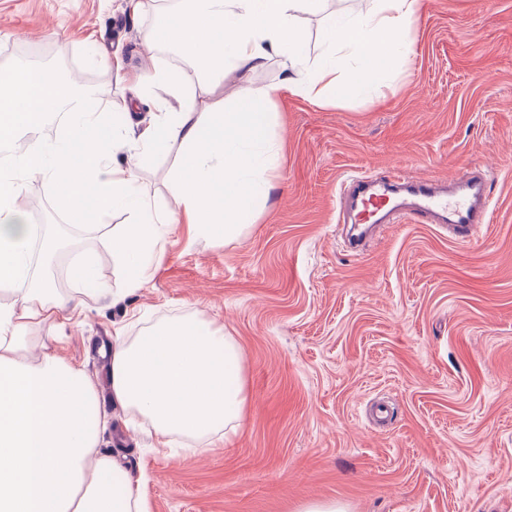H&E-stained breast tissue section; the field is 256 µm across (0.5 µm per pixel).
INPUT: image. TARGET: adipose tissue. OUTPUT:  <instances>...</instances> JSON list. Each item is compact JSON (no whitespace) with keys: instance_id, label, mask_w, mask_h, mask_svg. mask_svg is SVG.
Returning <instances> with one entry per match:
<instances>
[{"instance_id":"adipose-tissue-1","label":"adipose tissue","mask_w":512,"mask_h":512,"mask_svg":"<svg viewBox=\"0 0 512 512\" xmlns=\"http://www.w3.org/2000/svg\"><path fill=\"white\" fill-rule=\"evenodd\" d=\"M366 12L332 17L322 51L309 60L301 15L321 0H180L161 12L143 40L164 43L186 58L192 73L156 69L169 101L147 124L117 129L98 111L89 87L63 86L42 67L0 70V145L26 144L10 170L0 171V512H148L140 482L120 475L108 456H94L107 425L96 380L54 355L31 362L33 332L56 341L92 295L99 257L74 263V287L60 294L33 261L32 228L24 188L39 175L61 211L103 216L129 213L121 231L106 233V248L121 260L124 288L143 287L164 229L189 225L225 241L254 224L256 204L273 188L269 172L279 147L271 136L273 93L244 91L239 111L212 97L225 79L280 57L282 85L318 106H336L378 92L409 49L408 34L422 0H373ZM62 116L55 136L48 120ZM181 152L169 182L172 209L158 208L134 169L118 153ZM113 405L150 422L165 448L173 436L203 440L236 431L246 395L235 343L197 316L147 327L134 339L114 338L110 366Z\"/></svg>"}]
</instances>
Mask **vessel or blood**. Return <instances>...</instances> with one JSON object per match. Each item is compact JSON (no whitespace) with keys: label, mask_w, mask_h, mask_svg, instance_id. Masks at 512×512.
Segmentation results:
<instances>
[{"label":"vessel or blood","mask_w":512,"mask_h":512,"mask_svg":"<svg viewBox=\"0 0 512 512\" xmlns=\"http://www.w3.org/2000/svg\"><path fill=\"white\" fill-rule=\"evenodd\" d=\"M340 212L355 228L350 239L355 248L377 225L408 216L447 225L458 243L468 244L489 221L488 190L481 174L466 167L445 181L396 167L381 177L353 179L340 199Z\"/></svg>","instance_id":"b4317fda"}]
</instances>
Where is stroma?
<instances>
[{"label": "stroma", "instance_id": "1", "mask_svg": "<svg viewBox=\"0 0 512 512\" xmlns=\"http://www.w3.org/2000/svg\"><path fill=\"white\" fill-rule=\"evenodd\" d=\"M157 6L127 0H0V69L39 49L54 69L99 84L100 111L131 97L149 117L166 88L143 35ZM389 87L320 107L281 90L278 60L224 82L277 88V188L240 239L163 241L147 283L122 296L124 268L99 258L108 296L88 299L45 352L104 376L94 345L187 315L241 354L247 403L236 436L152 448L143 418L107 406L98 453L144 480L150 512H512V0H424ZM177 152L144 157L143 190L160 207ZM476 165L491 180L492 220L462 245L438 224H389L361 252L337 223L341 183L400 166L442 179ZM29 223L72 219L41 176L25 190ZM388 420L374 419L377 403Z\"/></svg>", "mask_w": 512, "mask_h": 512}]
</instances>
